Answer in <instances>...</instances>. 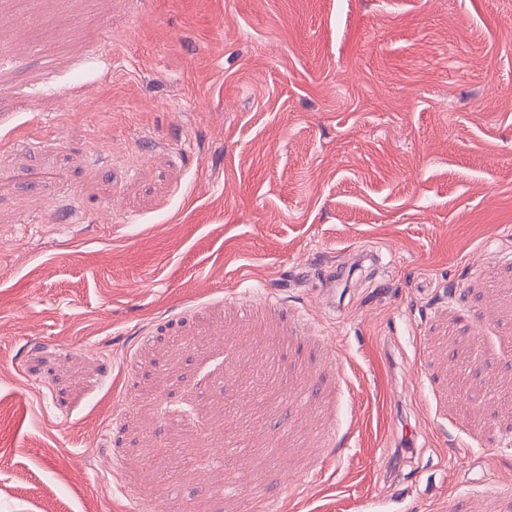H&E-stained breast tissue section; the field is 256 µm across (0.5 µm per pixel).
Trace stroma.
I'll list each match as a JSON object with an SVG mask.
<instances>
[{
  "mask_svg": "<svg viewBox=\"0 0 512 512\" xmlns=\"http://www.w3.org/2000/svg\"><path fill=\"white\" fill-rule=\"evenodd\" d=\"M509 392L512 0H0V512H512Z\"/></svg>",
  "mask_w": 512,
  "mask_h": 512,
  "instance_id": "stroma-1",
  "label": "stroma"
}]
</instances>
